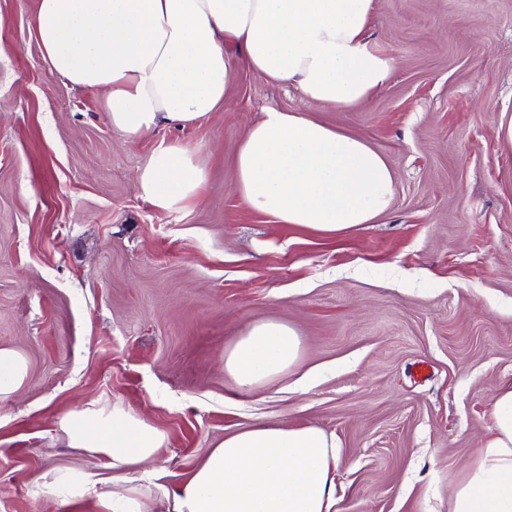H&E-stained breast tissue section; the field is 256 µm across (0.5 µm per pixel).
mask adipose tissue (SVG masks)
I'll return each instance as SVG.
<instances>
[{
    "label": "adipose tissue",
    "mask_w": 512,
    "mask_h": 512,
    "mask_svg": "<svg viewBox=\"0 0 512 512\" xmlns=\"http://www.w3.org/2000/svg\"><path fill=\"white\" fill-rule=\"evenodd\" d=\"M373 0H39L35 37L49 72L104 94L115 131L135 138L201 121L222 108L235 64L302 98L346 108L387 84L393 61L373 47ZM206 172L178 143L160 144L138 173L144 200L185 210L200 200ZM235 188L251 210L332 236L385 212L395 175L361 136L297 111L264 109L235 159ZM296 331L251 325L224 359L239 392L272 381L297 360ZM70 444L113 466L156 459L164 433L113 405L67 413ZM338 448L311 426L257 424L225 435L171 492L170 512H334ZM449 512H512V384L500 386L488 438Z\"/></svg>",
    "instance_id": "adipose-tissue-1"
}]
</instances>
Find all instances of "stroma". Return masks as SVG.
<instances>
[{"instance_id":"35a3bbf8","label":"stroma","mask_w":512,"mask_h":512,"mask_svg":"<svg viewBox=\"0 0 512 512\" xmlns=\"http://www.w3.org/2000/svg\"><path fill=\"white\" fill-rule=\"evenodd\" d=\"M38 0H0V348L26 365L0 400V512H99L42 488L56 471L111 490L107 458L62 417L121 404L165 443L144 494L184 482L227 432L315 425L340 446L336 512H448L512 383V0H374L387 86L339 109L236 67L196 125L134 141L103 95L48 71ZM267 108L364 137L396 177L389 209L331 239L247 208L234 160ZM163 141L195 151L199 203L164 211L136 173ZM301 341L239 393L224 356L253 323Z\"/></svg>"}]
</instances>
